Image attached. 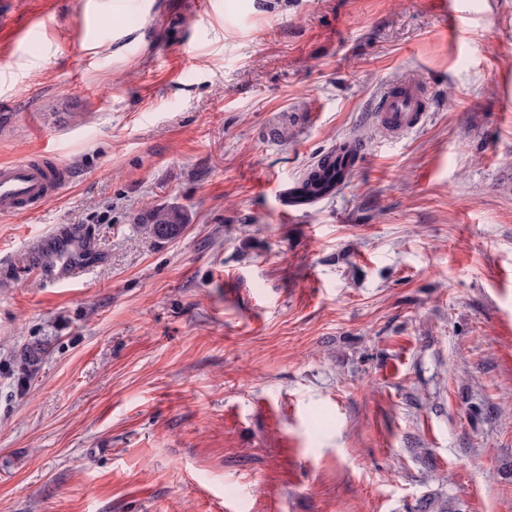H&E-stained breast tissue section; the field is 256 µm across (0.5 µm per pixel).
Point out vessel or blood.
<instances>
[{
	"mask_svg": "<svg viewBox=\"0 0 512 512\" xmlns=\"http://www.w3.org/2000/svg\"><path fill=\"white\" fill-rule=\"evenodd\" d=\"M377 126L385 135L417 128L429 110L424 86L399 81L378 96ZM73 179L72 170L50 151L0 163V214L27 215L60 195Z\"/></svg>",
	"mask_w": 512,
	"mask_h": 512,
	"instance_id": "vessel-or-blood-1",
	"label": "vessel or blood"
}]
</instances>
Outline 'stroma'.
<instances>
[{"instance_id":"35a3bbf8","label":"stroma","mask_w":512,"mask_h":512,"mask_svg":"<svg viewBox=\"0 0 512 512\" xmlns=\"http://www.w3.org/2000/svg\"><path fill=\"white\" fill-rule=\"evenodd\" d=\"M5 11L0 162L74 178L0 215V512H512V0ZM399 80L433 104L387 140ZM160 205L175 240L133 222ZM353 151L348 149L346 143L336 145L328 153L322 155L320 159L301 177L297 185L292 190V195L299 202L312 203L314 200L329 195L333 192L335 186L336 189L344 185L353 171L358 167L361 156L356 160L354 164H350L349 160L346 159L345 166L343 167V161L345 157L340 156L337 162L338 169L341 170L342 174L338 176V183L336 185V160L340 154H346ZM186 215L178 206H155L141 211L134 217L141 231L159 240H173L179 237L186 226Z\"/></svg>"}]
</instances>
